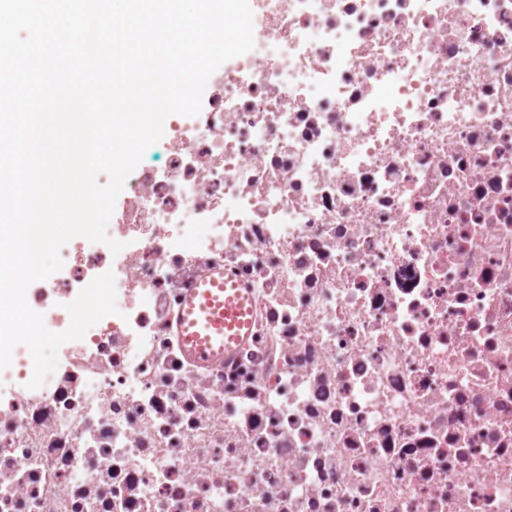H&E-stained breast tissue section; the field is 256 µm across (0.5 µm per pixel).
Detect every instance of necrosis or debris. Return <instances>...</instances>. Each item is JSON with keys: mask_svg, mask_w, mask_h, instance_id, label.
I'll return each instance as SVG.
<instances>
[{"mask_svg": "<svg viewBox=\"0 0 512 512\" xmlns=\"http://www.w3.org/2000/svg\"><path fill=\"white\" fill-rule=\"evenodd\" d=\"M255 50L170 116L29 306L117 314L0 373V512H512V0H249ZM231 360L178 330L211 272ZM242 288L228 286L224 275L204 280L185 298L179 326L190 357L199 364H208L249 336L250 299Z\"/></svg>", "mask_w": 512, "mask_h": 512, "instance_id": "4bbe7bcc", "label": "necrosis or debris"}]
</instances>
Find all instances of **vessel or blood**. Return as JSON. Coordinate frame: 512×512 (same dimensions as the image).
<instances>
[{
	"instance_id": "obj_1",
	"label": "vessel or blood",
	"mask_w": 512,
	"mask_h": 512,
	"mask_svg": "<svg viewBox=\"0 0 512 512\" xmlns=\"http://www.w3.org/2000/svg\"><path fill=\"white\" fill-rule=\"evenodd\" d=\"M250 299L223 279L202 282L185 298L179 326L190 357L207 364L219 355H231L249 331Z\"/></svg>"
}]
</instances>
